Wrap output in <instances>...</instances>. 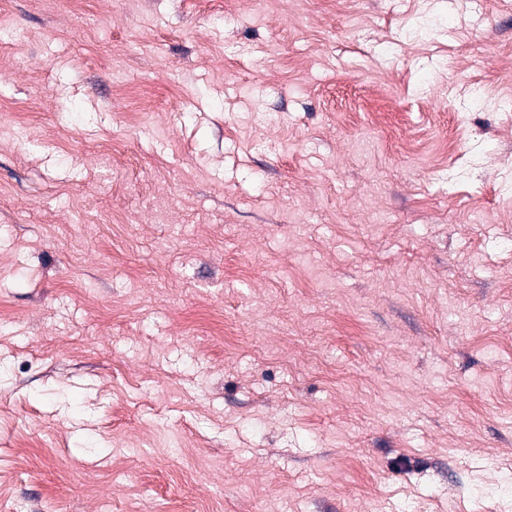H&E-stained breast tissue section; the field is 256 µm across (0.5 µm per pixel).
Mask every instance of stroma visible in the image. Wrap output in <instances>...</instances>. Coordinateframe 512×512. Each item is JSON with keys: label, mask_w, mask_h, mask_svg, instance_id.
I'll return each instance as SVG.
<instances>
[{"label": "stroma", "mask_w": 512, "mask_h": 512, "mask_svg": "<svg viewBox=\"0 0 512 512\" xmlns=\"http://www.w3.org/2000/svg\"><path fill=\"white\" fill-rule=\"evenodd\" d=\"M512 0H0V512H512Z\"/></svg>", "instance_id": "obj_1"}]
</instances>
